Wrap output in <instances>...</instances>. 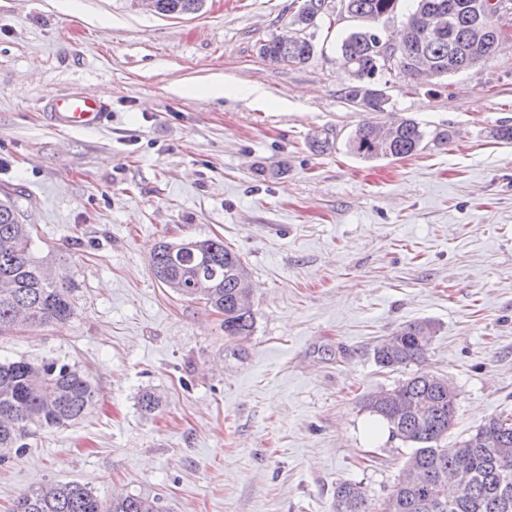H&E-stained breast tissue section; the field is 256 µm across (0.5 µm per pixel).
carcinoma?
I'll return each mask as SVG.
<instances>
[{"instance_id": "carcinoma-1", "label": "carcinoma", "mask_w": 512, "mask_h": 512, "mask_svg": "<svg viewBox=\"0 0 512 512\" xmlns=\"http://www.w3.org/2000/svg\"><path fill=\"white\" fill-rule=\"evenodd\" d=\"M203 0H155L165 16L197 11ZM399 0H344L347 17L358 27L342 38L339 52L349 67L352 83L345 97L366 112L384 108L371 96L372 83L381 70L375 24L392 15ZM491 21L512 28V0H499ZM336 10L328 0H303L282 35L260 46L272 63L306 64L315 44L305 31L322 23L336 24ZM401 43L391 56L387 72L401 74L418 84L474 68L499 51L500 43L484 40L471 26L469 14L448 17V0H417L405 23ZM478 45L472 62L464 66L448 60V40ZM429 72L420 75V58ZM446 146L448 131L429 135L418 122L401 118L391 123L366 119L347 140L351 154L364 159L411 157L426 139ZM32 226L23 218L16 199L0 198V335L19 327L41 328L74 315L72 278L66 271L49 276L36 255ZM154 277L174 293L202 299L224 315L228 347L246 341L255 327L250 277L240 256L224 240L207 238L182 242H155L150 252ZM434 328L428 321L405 324L374 350L383 368L401 369L426 360ZM95 395L91 381L75 366L56 358L37 363L24 359L0 362V461L6 452L24 448V440L37 429L59 428L84 418ZM141 412L151 414L161 405L150 390L137 399ZM363 408L383 420L392 435L411 447L404 474L393 487L382 512H512V416H494L457 442L448 441L455 425L458 394L448 381L417 371L392 389L366 396ZM464 470V482L451 486L448 473ZM336 512H372L366 487L356 481L336 486ZM11 512H161L156 498L140 495L103 500L75 482H53L22 493Z\"/></svg>"}]
</instances>
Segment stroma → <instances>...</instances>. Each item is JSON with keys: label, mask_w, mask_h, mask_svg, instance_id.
Returning <instances> with one entry per match:
<instances>
[{"label": "stroma", "mask_w": 512, "mask_h": 512, "mask_svg": "<svg viewBox=\"0 0 512 512\" xmlns=\"http://www.w3.org/2000/svg\"><path fill=\"white\" fill-rule=\"evenodd\" d=\"M303 0H204L163 16L133 0H0V193L39 256L75 280L73 318L0 336V359H62L95 404L0 462V512L61 481L164 512H334L338 483L373 512L407 446L369 439L363 396L394 387L374 348L435 326L423 370L459 399L456 441L512 413V42L429 85L393 73L376 120L451 132L448 146L363 161L365 119L336 50L354 22L319 27L313 60L259 47ZM223 87L220 96L207 95ZM106 92L101 126H57L52 100ZM333 148L319 154L314 136ZM222 238L244 262L255 329L232 356L224 317L153 275L150 249ZM162 397L146 415L137 397Z\"/></svg>", "instance_id": "stroma-1"}]
</instances>
